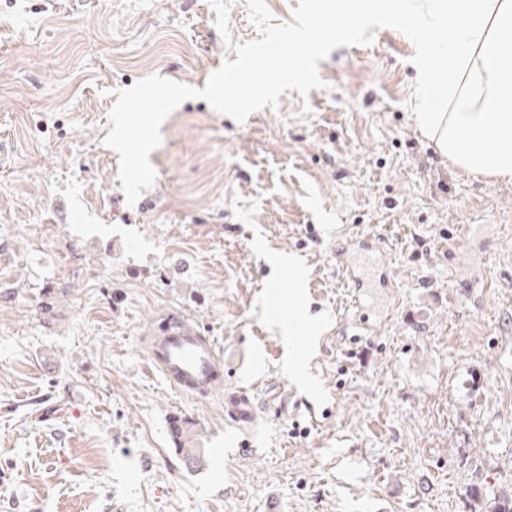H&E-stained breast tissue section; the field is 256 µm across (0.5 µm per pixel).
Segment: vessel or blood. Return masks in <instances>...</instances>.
<instances>
[{
	"mask_svg": "<svg viewBox=\"0 0 512 512\" xmlns=\"http://www.w3.org/2000/svg\"><path fill=\"white\" fill-rule=\"evenodd\" d=\"M384 248L379 239L363 236L340 241L334 257L355 292L356 300L378 293L390 297L395 283L385 274ZM147 358L177 393L207 397L222 393L224 414L237 430L253 427L257 404L250 388L224 381V360L214 337L203 335L183 314L163 318L146 339Z\"/></svg>",
	"mask_w": 512,
	"mask_h": 512,
	"instance_id": "obj_1",
	"label": "vessel or blood"
}]
</instances>
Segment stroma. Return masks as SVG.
I'll use <instances>...</instances> for the list:
<instances>
[{
    "label": "stroma",
    "instance_id": "35a3bbf8",
    "mask_svg": "<svg viewBox=\"0 0 512 512\" xmlns=\"http://www.w3.org/2000/svg\"><path fill=\"white\" fill-rule=\"evenodd\" d=\"M228 16L227 41L212 0H0V512L512 502V180L455 167L420 132L402 32L332 50L322 87L241 123L181 103L127 204L104 143L117 91L153 74L204 88L259 36L248 0ZM468 224L498 239L469 292L453 278ZM355 234L384 238L397 284L369 333L333 259ZM171 312L252 389L251 432L149 366L140 338ZM175 413L202 468L174 449Z\"/></svg>",
    "mask_w": 512,
    "mask_h": 512
}]
</instances>
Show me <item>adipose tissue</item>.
<instances>
[{"label":"adipose tissue","mask_w":512,"mask_h":512,"mask_svg":"<svg viewBox=\"0 0 512 512\" xmlns=\"http://www.w3.org/2000/svg\"><path fill=\"white\" fill-rule=\"evenodd\" d=\"M416 120L457 168L512 178V0H421ZM451 23L450 47L433 40Z\"/></svg>","instance_id":"obj_1"}]
</instances>
